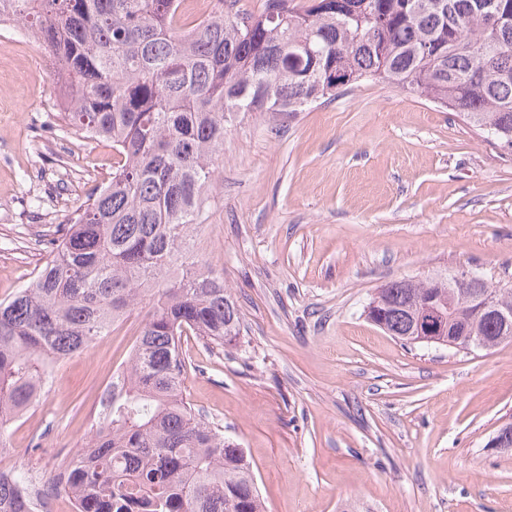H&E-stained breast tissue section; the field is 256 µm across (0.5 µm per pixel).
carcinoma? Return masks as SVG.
I'll return each mask as SVG.
<instances>
[{
  "label": "carcinoma",
  "mask_w": 512,
  "mask_h": 512,
  "mask_svg": "<svg viewBox=\"0 0 512 512\" xmlns=\"http://www.w3.org/2000/svg\"><path fill=\"white\" fill-rule=\"evenodd\" d=\"M53 60L62 120L112 143V176L55 226L27 286L0 301V447L6 422L47 387L49 358L109 335L147 306L122 378L88 441L37 479L0 478V512H265L244 449L185 398L198 365L181 336L218 350L240 336L224 278L191 250L224 156L227 125L276 119L362 79L388 80L464 116L512 153V0H224L201 22L176 20L179 0H9ZM500 22L489 25V18ZM481 287L512 310V288ZM448 332L489 349L512 327L472 289L404 279L377 289L368 318L411 344L430 297Z\"/></svg>",
  "instance_id": "obj_1"
}]
</instances>
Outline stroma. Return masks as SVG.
<instances>
[{"label": "stroma", "instance_id": "35a3bbf8", "mask_svg": "<svg viewBox=\"0 0 512 512\" xmlns=\"http://www.w3.org/2000/svg\"><path fill=\"white\" fill-rule=\"evenodd\" d=\"M55 101L37 44L0 25V301L45 262L37 232L112 172L111 143ZM193 253L241 335L220 353L182 337L203 368L185 395L244 448L265 512H512V448L490 444L512 422V342L406 345L365 314L392 281L464 268L512 285V157L462 116L363 81L292 120L236 121ZM141 320L72 356L10 425L16 469L49 473L81 446Z\"/></svg>", "mask_w": 512, "mask_h": 512}]
</instances>
